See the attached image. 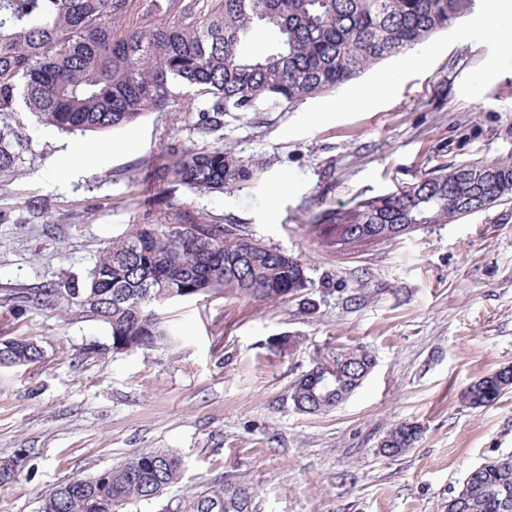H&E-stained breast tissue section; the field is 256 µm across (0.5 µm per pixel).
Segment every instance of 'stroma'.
Listing matches in <instances>:
<instances>
[{
  "label": "stroma",
  "mask_w": 512,
  "mask_h": 512,
  "mask_svg": "<svg viewBox=\"0 0 512 512\" xmlns=\"http://www.w3.org/2000/svg\"><path fill=\"white\" fill-rule=\"evenodd\" d=\"M498 0L433 36L428 68L390 58L293 108L232 113L224 145L261 165L226 194L155 199L150 173L171 147L199 143L184 112H154L105 134H69L27 112V148L0 174V339L27 337L41 362L0 367V460L32 453L0 487V512H40L57 486L170 448L186 467L160 512L215 479L250 481L260 512H446L481 464L512 455V390L473 409L460 393L512 365V203L346 255L325 248L315 213L386 194L441 163L512 158V57L480 25ZM389 83L384 95L368 88ZM84 147L73 161L71 145ZM230 219L297 256L312 282L284 301L236 295L161 308L170 342L116 353L73 295L101 250L168 209ZM57 291L42 305V289ZM298 337L285 354L268 342ZM367 347L376 365L323 414L294 410L316 352ZM421 425L405 455L378 454L392 424Z\"/></svg>",
  "instance_id": "stroma-1"
}]
</instances>
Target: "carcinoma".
I'll return each mask as SVG.
<instances>
[{
	"mask_svg": "<svg viewBox=\"0 0 512 512\" xmlns=\"http://www.w3.org/2000/svg\"><path fill=\"white\" fill-rule=\"evenodd\" d=\"M478 0H0V173L22 145L10 123L20 111L69 133L107 132L151 112L189 113L200 146L173 151L154 173L163 198L183 187L222 193L255 182L259 167L224 149L233 112L289 107L332 91L383 60L424 44L472 13ZM264 34L265 52L247 50ZM512 202V160L444 165L414 183L310 224L322 244L347 254ZM136 224L101 252L80 289L81 306L107 329L114 352L169 339L160 306L176 298L232 293L276 302L311 287L301 260L268 246L232 221L178 212ZM30 339H1L5 366L37 363ZM374 366L364 347L316 356L290 399L305 414L343 403ZM512 389V366L472 381L461 400L477 409ZM420 425L401 421L378 452L400 456L420 442ZM184 457L147 448L120 465L59 485L42 512H116L153 501L178 483ZM258 490L217 481L163 512H257ZM448 512H512V455L471 470L448 498Z\"/></svg>",
	"mask_w": 512,
	"mask_h": 512,
	"instance_id": "1",
	"label": "carcinoma"
}]
</instances>
